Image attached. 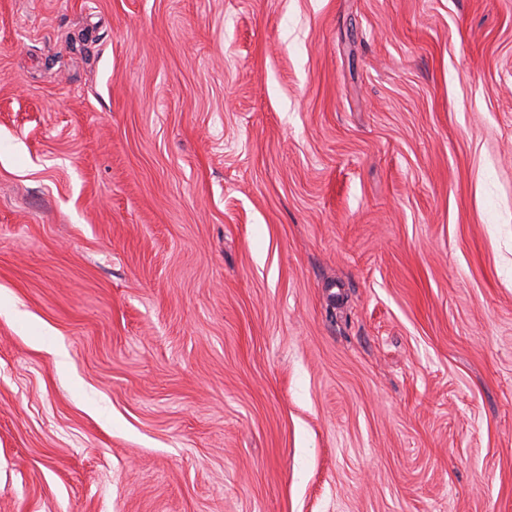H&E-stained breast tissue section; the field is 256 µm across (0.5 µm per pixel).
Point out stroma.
I'll return each instance as SVG.
<instances>
[{
    "label": "stroma",
    "mask_w": 512,
    "mask_h": 512,
    "mask_svg": "<svg viewBox=\"0 0 512 512\" xmlns=\"http://www.w3.org/2000/svg\"><path fill=\"white\" fill-rule=\"evenodd\" d=\"M0 512H512V0H0Z\"/></svg>",
    "instance_id": "1"
}]
</instances>
